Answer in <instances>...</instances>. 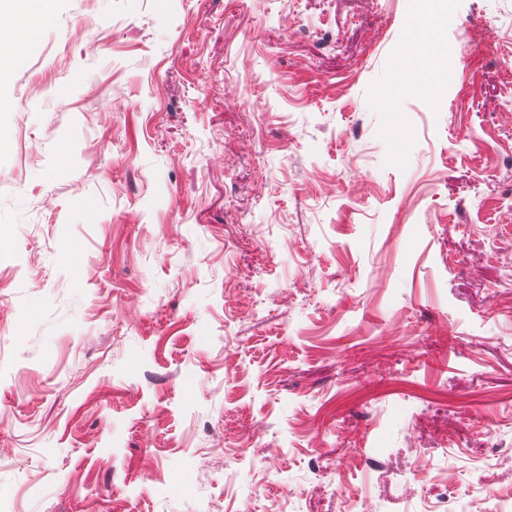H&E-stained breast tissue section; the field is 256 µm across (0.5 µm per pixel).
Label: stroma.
Returning a JSON list of instances; mask_svg holds the SVG:
<instances>
[{
	"label": "stroma",
	"instance_id": "stroma-1",
	"mask_svg": "<svg viewBox=\"0 0 512 512\" xmlns=\"http://www.w3.org/2000/svg\"><path fill=\"white\" fill-rule=\"evenodd\" d=\"M0 100V512L512 489V0H53Z\"/></svg>",
	"mask_w": 512,
	"mask_h": 512
}]
</instances>
